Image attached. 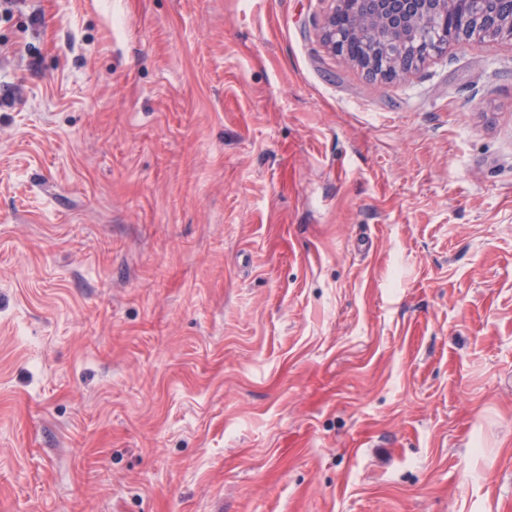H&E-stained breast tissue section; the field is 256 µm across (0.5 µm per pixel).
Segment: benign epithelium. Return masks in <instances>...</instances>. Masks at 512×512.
Here are the masks:
<instances>
[{
    "mask_svg": "<svg viewBox=\"0 0 512 512\" xmlns=\"http://www.w3.org/2000/svg\"><path fill=\"white\" fill-rule=\"evenodd\" d=\"M374 32L383 41L370 50L364 39ZM321 39L372 76L407 75L451 45L512 42V0H335Z\"/></svg>",
    "mask_w": 512,
    "mask_h": 512,
    "instance_id": "obj_1",
    "label": "benign epithelium"
}]
</instances>
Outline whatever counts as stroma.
Instances as JSON below:
<instances>
[{
  "label": "stroma",
  "instance_id": "stroma-1",
  "mask_svg": "<svg viewBox=\"0 0 512 512\" xmlns=\"http://www.w3.org/2000/svg\"><path fill=\"white\" fill-rule=\"evenodd\" d=\"M330 6L0 0V512H512V44ZM333 2L321 27L324 46L375 77L407 75L451 45L512 42L511 0ZM374 32L382 45L369 50L364 39Z\"/></svg>",
  "mask_w": 512,
  "mask_h": 512
}]
</instances>
